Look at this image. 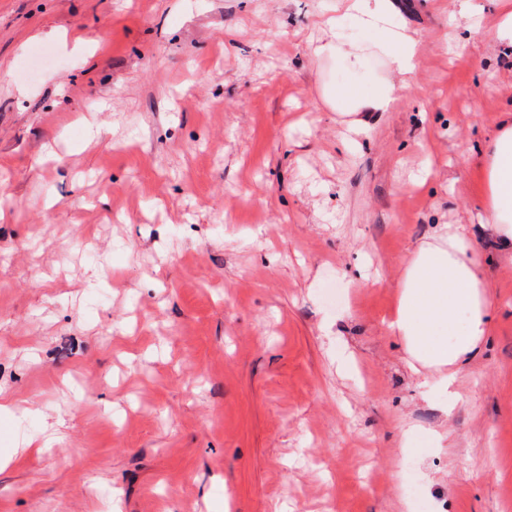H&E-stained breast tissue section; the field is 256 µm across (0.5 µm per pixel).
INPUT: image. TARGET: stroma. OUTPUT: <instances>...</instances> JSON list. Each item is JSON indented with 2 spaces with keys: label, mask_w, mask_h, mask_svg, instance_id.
Returning <instances> with one entry per match:
<instances>
[{
  "label": "stroma",
  "mask_w": 512,
  "mask_h": 512,
  "mask_svg": "<svg viewBox=\"0 0 512 512\" xmlns=\"http://www.w3.org/2000/svg\"><path fill=\"white\" fill-rule=\"evenodd\" d=\"M503 2L396 0L420 63L355 134L322 90L384 62L317 54L339 0H0V512H512ZM437 224L498 313L446 421L385 325ZM480 227L501 251L512 252V108L501 112L480 155Z\"/></svg>",
  "instance_id": "35a3bbf8"
}]
</instances>
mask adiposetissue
<instances>
[{"mask_svg": "<svg viewBox=\"0 0 512 512\" xmlns=\"http://www.w3.org/2000/svg\"><path fill=\"white\" fill-rule=\"evenodd\" d=\"M396 15L393 0H344L342 12L327 21L332 39L322 45V53L345 60L350 70L360 69L361 49L343 34V23L350 18L373 30L374 46L387 60L390 77L373 91L340 85L324 89L326 104L352 116L355 127L363 126L367 113L389 111L396 92L412 84L419 47L414 37L393 26ZM480 172V227L500 250L512 252V108L501 113L480 155ZM485 265L465 225H435L405 264L397 306L388 320L412 373L447 393L448 402L440 408L445 415L459 397L462 365L496 322Z\"/></svg>", "mask_w": 512, "mask_h": 512, "instance_id": "adipose-tissue-1", "label": "adipose tissue"}]
</instances>
